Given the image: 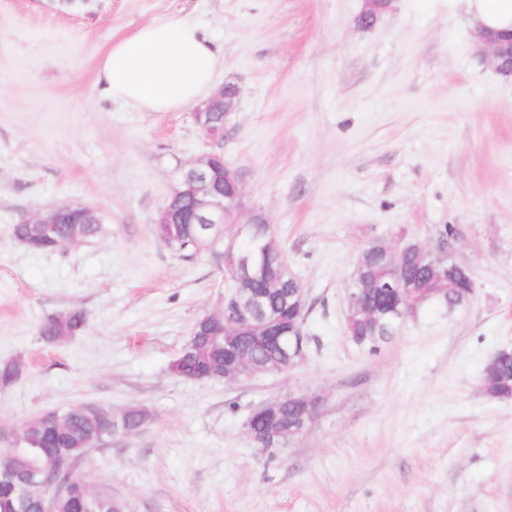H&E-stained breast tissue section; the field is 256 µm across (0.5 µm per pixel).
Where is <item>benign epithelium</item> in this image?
<instances>
[{
  "label": "benign epithelium",
  "mask_w": 512,
  "mask_h": 512,
  "mask_svg": "<svg viewBox=\"0 0 512 512\" xmlns=\"http://www.w3.org/2000/svg\"><path fill=\"white\" fill-rule=\"evenodd\" d=\"M361 17L365 25L374 23L378 15L391 8L393 0H362ZM477 45L486 50L493 67L502 75L512 77V35L509 37L493 34L483 30L477 34ZM236 88L230 84L217 90L211 97L195 108L194 120L200 132L214 145L224 140V126L216 125L213 113L222 112L229 118L235 111ZM245 189L238 173L224 163V155L218 150L203 154L191 161L184 169L181 180L173 187L169 195V203L160 211L156 223L162 225L164 237L169 240L180 239L181 225H198V250L210 249L224 243V281L241 285L251 279L242 259L241 252L236 249L239 238L248 235L253 224H266L265 213L258 208H247ZM187 198L191 210L181 208V200ZM89 211L84 205H60L45 213H38L29 220L31 224L42 225V235L51 239L56 233L58 224H77L81 212ZM235 225V232L229 239H224V225ZM459 237L453 239L436 238L427 245L419 242L398 244L391 249L392 254L401 256L409 251L418 261L431 259L437 263H446L460 270L465 266L456 259ZM390 292L398 300L396 309L400 322L413 317L417 305L401 295L399 282L389 284ZM236 306V317L228 320L224 309ZM265 295L252 292L245 303L238 301V293L225 291L220 298V307L214 312L203 315L194 323L191 336L192 342L210 336L223 337L224 343V376L226 381H236L245 376L250 378L254 372L250 361L242 350V343L253 346L279 342L281 338L280 322L274 315L266 314ZM294 401L301 409L302 424L292 434L301 433L312 423L319 413L322 400L307 395H299ZM287 399L275 398L264 402L261 407L252 411L250 419H261L265 422V431L271 436L282 433L281 414ZM19 454H7L0 457V477H9L18 487L17 506L14 512H27L30 502H35L38 512H59L62 499L70 493L68 484L53 479L57 471L72 472L78 460L61 451L43 468L18 469L15 461ZM82 512H126L125 505L114 499L95 492L90 488L84 490L79 497Z\"/></svg>",
  "instance_id": "benign-epithelium-1"
}]
</instances>
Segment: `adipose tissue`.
Returning a JSON list of instances; mask_svg holds the SVG:
<instances>
[{
  "label": "adipose tissue",
  "mask_w": 512,
  "mask_h": 512,
  "mask_svg": "<svg viewBox=\"0 0 512 512\" xmlns=\"http://www.w3.org/2000/svg\"><path fill=\"white\" fill-rule=\"evenodd\" d=\"M219 62L199 28L174 14L113 43L100 67L102 91L142 112H174L204 94Z\"/></svg>",
  "instance_id": "ef3b65f1"
}]
</instances>
